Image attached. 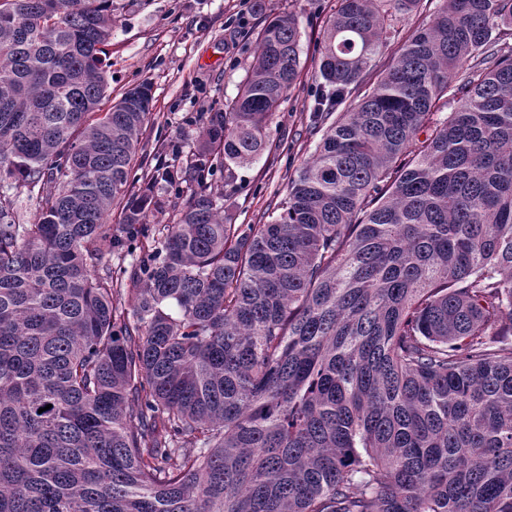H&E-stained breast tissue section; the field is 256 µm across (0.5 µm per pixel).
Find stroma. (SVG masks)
<instances>
[{"mask_svg": "<svg viewBox=\"0 0 512 512\" xmlns=\"http://www.w3.org/2000/svg\"><path fill=\"white\" fill-rule=\"evenodd\" d=\"M238 5L239 0H113L109 94L118 98L139 84L151 88L152 115L130 174L135 192L147 185L159 161L185 166L210 115L236 95L261 29L275 16L293 14L301 68L270 120L266 150L256 162L235 168L232 180H225L223 170L213 173L234 223L264 224L322 138L309 121L316 43L339 0H257L241 26L235 21Z\"/></svg>", "mask_w": 512, "mask_h": 512, "instance_id": "35a3bbf8", "label": "stroma"}]
</instances>
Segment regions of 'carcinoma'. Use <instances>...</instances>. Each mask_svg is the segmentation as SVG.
Instances as JSON below:
<instances>
[{
    "label": "carcinoma",
    "mask_w": 512,
    "mask_h": 512,
    "mask_svg": "<svg viewBox=\"0 0 512 512\" xmlns=\"http://www.w3.org/2000/svg\"><path fill=\"white\" fill-rule=\"evenodd\" d=\"M421 2L340 0L322 141L231 224L211 175L263 154L300 67L269 21L147 229L151 90L102 109L112 0H0V512H512V0H444L339 111Z\"/></svg>",
    "instance_id": "cac0c4a2"
}]
</instances>
